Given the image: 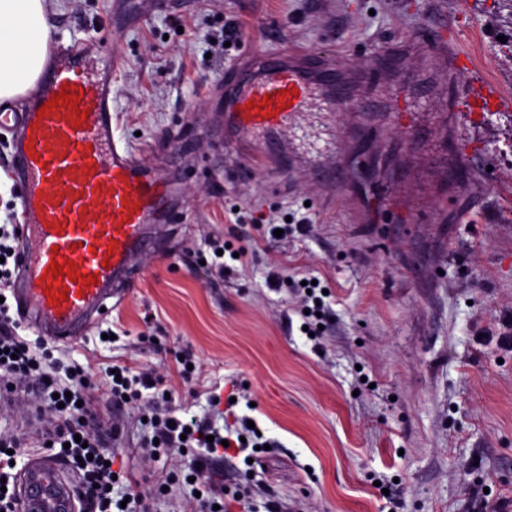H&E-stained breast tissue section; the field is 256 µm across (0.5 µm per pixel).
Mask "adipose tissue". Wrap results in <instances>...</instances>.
I'll return each instance as SVG.
<instances>
[{
	"label": "adipose tissue",
	"instance_id": "adipose-tissue-1",
	"mask_svg": "<svg viewBox=\"0 0 512 512\" xmlns=\"http://www.w3.org/2000/svg\"><path fill=\"white\" fill-rule=\"evenodd\" d=\"M46 0H0V102L32 89L41 77L51 26Z\"/></svg>",
	"mask_w": 512,
	"mask_h": 512
}]
</instances>
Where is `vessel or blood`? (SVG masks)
Listing matches in <instances>:
<instances>
[{"instance_id": "obj_1", "label": "vessel or blood", "mask_w": 512, "mask_h": 512, "mask_svg": "<svg viewBox=\"0 0 512 512\" xmlns=\"http://www.w3.org/2000/svg\"><path fill=\"white\" fill-rule=\"evenodd\" d=\"M459 41L458 29L445 24L429 27L415 40L416 54L448 74L449 112L511 111L512 95L478 71L459 51ZM119 62L107 43L90 44L80 53L56 50L24 108L0 107V132L17 134L13 176L26 187L20 203L23 264L13 297L34 329L55 342L81 338L113 287L134 279L132 260L154 250L146 227L161 207L162 180L112 134V73ZM405 67V57L386 47L373 65L351 69L302 49L274 59L254 54L246 64L225 70L224 143L238 148L278 139L315 91L350 79H390L395 91L386 108L400 112L412 91L401 77ZM65 89L78 92V102L51 106L53 95ZM286 89L295 92L290 107L276 114L261 109L264 96ZM80 110L85 119H77ZM66 259L76 279L53 278L51 261ZM86 273L97 274V284L85 285ZM50 287L65 288V301L49 300ZM53 498L69 502L74 492L54 463L32 465L18 512H44L45 501Z\"/></svg>"}]
</instances>
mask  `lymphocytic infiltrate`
<instances>
[{
    "mask_svg": "<svg viewBox=\"0 0 512 512\" xmlns=\"http://www.w3.org/2000/svg\"><path fill=\"white\" fill-rule=\"evenodd\" d=\"M29 377L41 380L44 402L55 415V423L42 434V446L64 466L79 467L82 476L76 498L81 512H112L114 473L106 461L108 455L92 420L95 399L86 376L74 371L68 386H60L50 377L40 361L16 333L14 321L0 309V386L11 387L13 381ZM153 435L163 449L197 446L207 453H219L229 447L246 451L248 445H259L261 436L240 419L234 437L214 432L204 421H186L174 412L151 416Z\"/></svg>",
    "mask_w": 512,
    "mask_h": 512,
    "instance_id": "1",
    "label": "lymphocytic infiltrate"
}]
</instances>
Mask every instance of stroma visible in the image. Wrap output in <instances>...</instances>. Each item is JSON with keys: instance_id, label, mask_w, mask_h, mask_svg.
<instances>
[{"instance_id": "35a3bbf8", "label": "stroma", "mask_w": 512, "mask_h": 512, "mask_svg": "<svg viewBox=\"0 0 512 512\" xmlns=\"http://www.w3.org/2000/svg\"><path fill=\"white\" fill-rule=\"evenodd\" d=\"M53 43L123 38V64L112 79L117 136L159 163L172 188L167 208L149 226L161 258L144 259V276L113 298L88 336L68 347L33 329L22 340L59 382L79 368L107 399V370L149 369L173 388L116 411L123 426L109 443L120 480L146 491L150 512H188L199 488L189 479L195 449L146 457L152 413L168 407L209 416L217 426L252 415L276 448L251 460L213 455L206 480L268 499L288 512H512V111L461 114L447 139L405 136L380 111L390 87L357 88L350 107L316 96L283 133L303 181L271 182L243 171L224 151L216 126L224 114V67L252 52L287 53L300 45L367 65L377 47L406 40L428 24L451 21L461 48L512 94V0H46ZM237 23L241 38L210 57L212 37ZM376 133L358 136V126ZM481 148L456 179L428 184L432 221L408 216L383 222L378 183L411 187L453 141ZM364 160L357 174L355 160ZM335 166L334 192L323 169ZM469 214L457 221V211ZM294 215L309 227L288 240L258 239L253 212ZM253 246L236 276L214 278L205 258L209 237ZM308 272L329 287L330 323L322 351L288 321L293 290L271 288L272 268ZM195 365L182 377L181 355ZM246 394L233 409L209 395ZM32 394L0 400V431L23 447L18 465L45 456L44 420ZM254 409H247V402ZM166 491H157L160 482ZM393 489L384 498L380 485Z\"/></svg>"}]
</instances>
